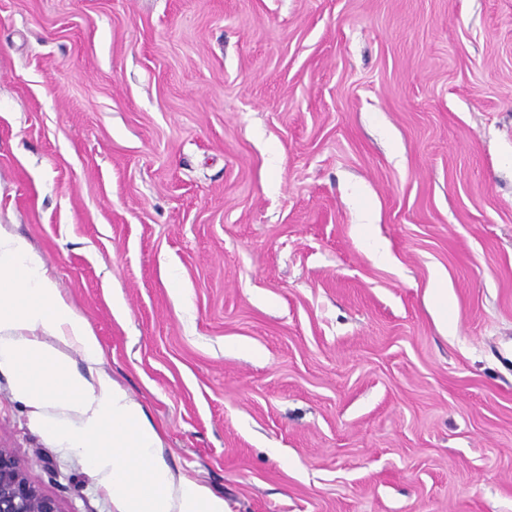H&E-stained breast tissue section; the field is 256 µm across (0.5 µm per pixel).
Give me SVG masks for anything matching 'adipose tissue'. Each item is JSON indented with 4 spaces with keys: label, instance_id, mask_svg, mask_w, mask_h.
Listing matches in <instances>:
<instances>
[{
    "label": "adipose tissue",
    "instance_id": "ef3b65f1",
    "mask_svg": "<svg viewBox=\"0 0 512 512\" xmlns=\"http://www.w3.org/2000/svg\"><path fill=\"white\" fill-rule=\"evenodd\" d=\"M98 363L103 350L88 321L66 300L28 242L0 224V366L19 369L15 391L34 407L61 409L76 427L52 423L58 440L99 473L119 512H230L161 462L158 433L141 407L106 373L88 381L71 370L56 342Z\"/></svg>",
    "mask_w": 512,
    "mask_h": 512
}]
</instances>
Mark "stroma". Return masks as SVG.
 <instances>
[{
    "label": "stroma",
    "mask_w": 512,
    "mask_h": 512,
    "mask_svg": "<svg viewBox=\"0 0 512 512\" xmlns=\"http://www.w3.org/2000/svg\"><path fill=\"white\" fill-rule=\"evenodd\" d=\"M0 224L230 512H512V0H0Z\"/></svg>",
    "instance_id": "1"
}]
</instances>
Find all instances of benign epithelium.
<instances>
[{
  "mask_svg": "<svg viewBox=\"0 0 512 512\" xmlns=\"http://www.w3.org/2000/svg\"><path fill=\"white\" fill-rule=\"evenodd\" d=\"M0 512H62L55 499L29 480L11 449L1 445Z\"/></svg>",
  "mask_w": 512,
  "mask_h": 512,
  "instance_id": "1",
  "label": "benign epithelium"
}]
</instances>
